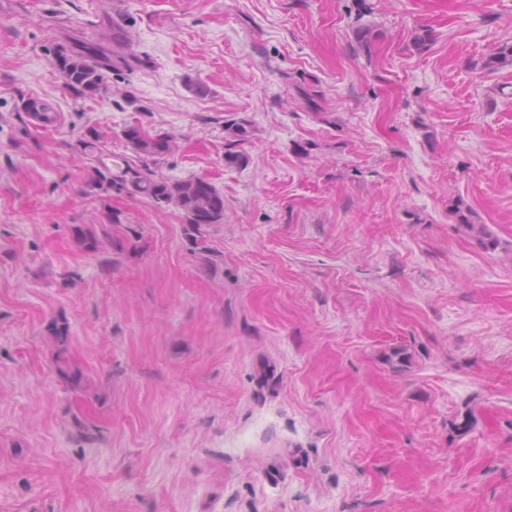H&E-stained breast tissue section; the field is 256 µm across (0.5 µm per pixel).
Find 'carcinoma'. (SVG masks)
Returning <instances> with one entry per match:
<instances>
[{
	"instance_id": "cac0c4a2",
	"label": "carcinoma",
	"mask_w": 512,
	"mask_h": 512,
	"mask_svg": "<svg viewBox=\"0 0 512 512\" xmlns=\"http://www.w3.org/2000/svg\"><path fill=\"white\" fill-rule=\"evenodd\" d=\"M103 52L105 48L101 45L84 41L57 50L55 66L67 88L76 96L95 95L103 88L107 69L99 57ZM506 65L512 66V45L498 48L486 62L491 69ZM124 136L137 152L147 157L161 156L169 149L165 139L152 137L136 126L126 128ZM89 188L104 194L116 191L130 197H145L159 207L179 209L184 216L185 233L194 242L202 226L224 221V195L200 177L171 179L130 165L114 170L99 158Z\"/></svg>"
}]
</instances>
